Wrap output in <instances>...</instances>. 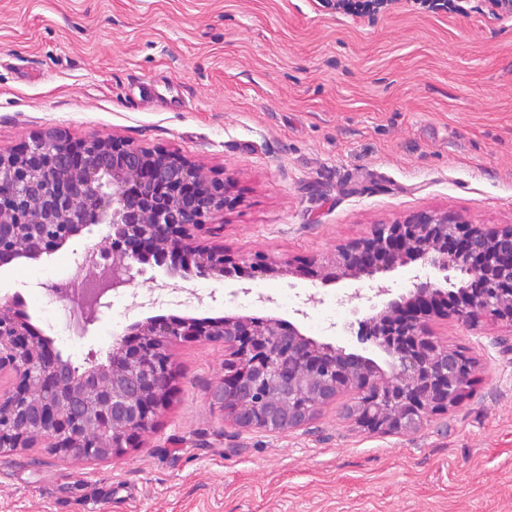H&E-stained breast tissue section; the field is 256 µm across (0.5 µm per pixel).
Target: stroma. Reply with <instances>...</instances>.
<instances>
[{"mask_svg":"<svg viewBox=\"0 0 512 512\" xmlns=\"http://www.w3.org/2000/svg\"><path fill=\"white\" fill-rule=\"evenodd\" d=\"M327 0H0V152L58 128L182 153L228 180L234 205L198 233L239 266L168 278L147 258L88 335L65 343L35 272L81 281L71 249L0 271L31 324L75 366L107 363L149 318L292 321L387 367L358 338L381 280L311 270L421 209L512 225V16L490 0L432 14L406 0L374 17ZM265 258L271 269L253 272ZM169 288L156 289V282ZM474 361L470 385L414 433L365 431L342 392L308 430H241L210 392L219 343H170L174 391L137 447L65 458L0 455V512H512V328L431 319Z\"/></svg>","mask_w":512,"mask_h":512,"instance_id":"obj_1","label":"stroma"}]
</instances>
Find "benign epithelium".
<instances>
[{"mask_svg":"<svg viewBox=\"0 0 512 512\" xmlns=\"http://www.w3.org/2000/svg\"><path fill=\"white\" fill-rule=\"evenodd\" d=\"M231 204L225 182L206 178L186 156L149 150L119 138L69 139L51 130L18 150L0 153V268L39 261L88 238L82 264L97 272L79 298L81 334L130 285L150 253L182 256L171 277L191 270L226 277L233 259L204 245L194 231ZM411 268V289L359 321L360 339L390 358L391 374L361 355L306 337L277 319L227 316L148 319L128 325L108 364L77 373L53 340L34 332L12 301H0V454L42 440L62 455L108 457L153 429L174 377L172 339L221 342L224 381L212 393L220 405L237 398L240 429H297L321 406L352 389L361 408L349 414L372 433L417 429L462 396L472 365L428 333L437 315L465 323L492 317L512 327V225L470 224L447 211L419 210L380 225L370 237L341 247L317 274L322 283L359 280ZM433 269L442 280L422 273ZM468 277L456 287L451 274ZM294 366L288 399L276 396L273 364Z\"/></svg>","mask_w":512,"mask_h":512,"instance_id":"1","label":"benign epithelium"}]
</instances>
